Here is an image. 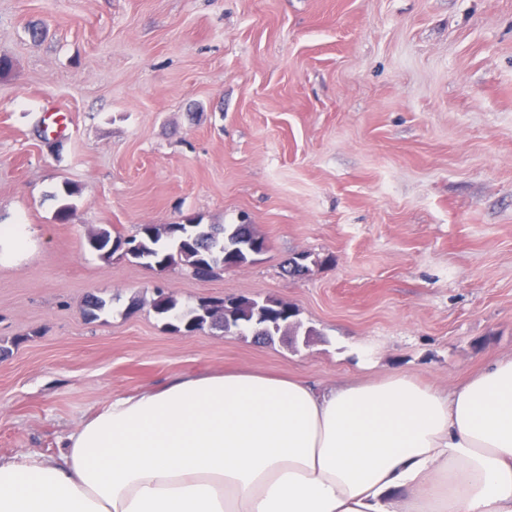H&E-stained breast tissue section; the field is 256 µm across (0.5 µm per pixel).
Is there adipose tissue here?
<instances>
[{"instance_id": "obj_1", "label": "adipose tissue", "mask_w": 512, "mask_h": 512, "mask_svg": "<svg viewBox=\"0 0 512 512\" xmlns=\"http://www.w3.org/2000/svg\"><path fill=\"white\" fill-rule=\"evenodd\" d=\"M0 512H512V355L445 394L180 377L113 399L60 457L0 461Z\"/></svg>"}]
</instances>
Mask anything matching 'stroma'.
I'll list each match as a JSON object with an SVG mask.
<instances>
[{
  "instance_id": "1",
  "label": "stroma",
  "mask_w": 512,
  "mask_h": 512,
  "mask_svg": "<svg viewBox=\"0 0 512 512\" xmlns=\"http://www.w3.org/2000/svg\"><path fill=\"white\" fill-rule=\"evenodd\" d=\"M1 56L0 226L26 234L0 255L1 460L184 375L445 392L512 355V0H0ZM191 219L268 249L201 280L86 246ZM158 287L275 298L315 334H176Z\"/></svg>"
}]
</instances>
